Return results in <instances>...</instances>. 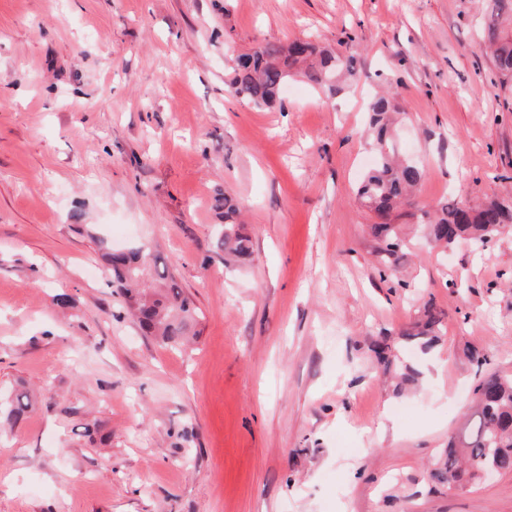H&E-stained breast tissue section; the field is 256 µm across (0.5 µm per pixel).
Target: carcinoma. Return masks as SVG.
I'll return each mask as SVG.
<instances>
[{"instance_id":"obj_1","label":"carcinoma","mask_w":512,"mask_h":512,"mask_svg":"<svg viewBox=\"0 0 512 512\" xmlns=\"http://www.w3.org/2000/svg\"><path fill=\"white\" fill-rule=\"evenodd\" d=\"M512 0H487L483 14V48L492 56L501 84L512 82ZM297 74L329 93L339 89V82L357 78L354 58H343L311 40L288 44L267 43L250 53L233 59L227 92L248 101L258 109L280 102V93L288 78ZM397 111L393 98L382 94L368 105L371 149L377 156L376 166L363 178L357 194L378 219L372 225L377 241L378 275L387 281L393 266L407 243L392 215L410 204L411 193L424 177L415 162L397 155L391 114ZM224 224L214 241V248L243 263L251 255L249 238L241 232L239 207L230 195L221 199ZM427 236L436 244L452 247L462 241L479 250L502 228L512 227V198L489 199L461 205L456 200L441 202L422 214ZM95 242L101 252L112 287L124 297L142 332L160 347H181L197 323L199 314L174 276L164 270L165 259L148 246L114 252L103 240ZM445 317L443 310L428 302L423 318L402 336L407 341H422L429 349L439 341ZM385 370L398 373L400 382L413 377V371L400 368L398 356L385 343L374 345ZM474 405L462 418L460 427L448 438L444 467L436 473L448 487L464 488L483 478L490 468L497 474L512 472V375L479 373L474 386ZM31 408L26 391L0 397V420L16 423Z\"/></svg>"}]
</instances>
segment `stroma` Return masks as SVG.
Wrapping results in <instances>:
<instances>
[{
	"label": "stroma",
	"mask_w": 512,
	"mask_h": 512,
	"mask_svg": "<svg viewBox=\"0 0 512 512\" xmlns=\"http://www.w3.org/2000/svg\"><path fill=\"white\" fill-rule=\"evenodd\" d=\"M479 0H0V512H512V473L434 476L477 366L512 373V227L484 251L421 239L423 210L512 194V91ZM347 42L358 83L227 95V46ZM425 178L393 214L398 288L356 195L372 97ZM234 197L253 254L212 242ZM151 242L202 313L164 349L113 294L95 237ZM438 345L403 343L424 302ZM418 372L395 392L372 350ZM102 425L89 441L85 423ZM31 396L28 391H18L6 397L0 396V420L17 423L31 408Z\"/></svg>",
	"instance_id": "35a3bbf8"
}]
</instances>
